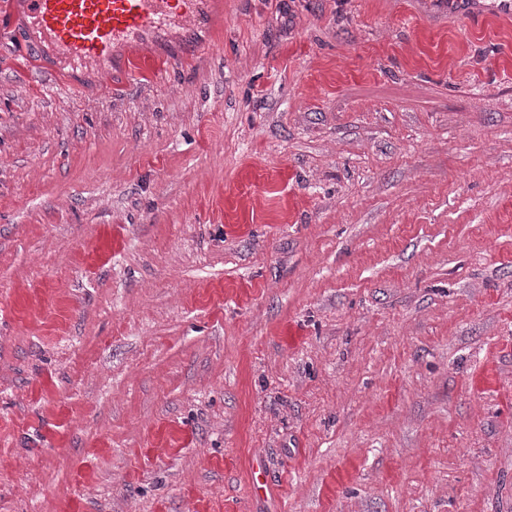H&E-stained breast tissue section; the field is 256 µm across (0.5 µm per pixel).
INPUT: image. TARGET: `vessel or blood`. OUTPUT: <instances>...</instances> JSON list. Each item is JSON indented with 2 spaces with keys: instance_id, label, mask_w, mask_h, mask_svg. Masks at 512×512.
Segmentation results:
<instances>
[{
  "instance_id": "vessel-or-blood-1",
  "label": "vessel or blood",
  "mask_w": 512,
  "mask_h": 512,
  "mask_svg": "<svg viewBox=\"0 0 512 512\" xmlns=\"http://www.w3.org/2000/svg\"><path fill=\"white\" fill-rule=\"evenodd\" d=\"M213 6V0H21L41 43L74 70L146 63L158 41L190 35L197 39V50L206 52ZM489 8L512 15V0H466L471 19Z\"/></svg>"
}]
</instances>
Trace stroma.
Instances as JSON below:
<instances>
[{"instance_id": "35a3bbf8", "label": "stroma", "mask_w": 512, "mask_h": 512, "mask_svg": "<svg viewBox=\"0 0 512 512\" xmlns=\"http://www.w3.org/2000/svg\"><path fill=\"white\" fill-rule=\"evenodd\" d=\"M223 2L130 80L0 0V512H512V17Z\"/></svg>"}]
</instances>
